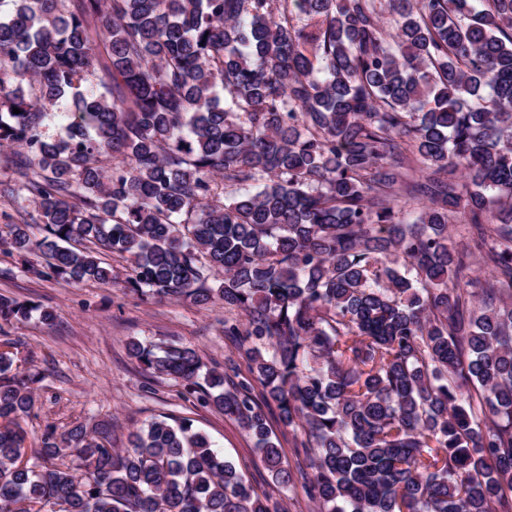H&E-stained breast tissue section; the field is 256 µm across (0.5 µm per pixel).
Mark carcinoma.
<instances>
[{"mask_svg":"<svg viewBox=\"0 0 512 512\" xmlns=\"http://www.w3.org/2000/svg\"><path fill=\"white\" fill-rule=\"evenodd\" d=\"M14 146L0 195L35 214L0 240L23 265L35 248L43 276L110 285L105 250L136 294L224 301L246 369L129 352L234 419L279 486L318 512H512V0H0ZM29 313L0 294L1 322ZM14 364L0 351V512H287L186 417L28 450L41 377ZM265 411L267 413L269 425L274 435L276 436V442L278 441L279 448L282 450L285 461L294 466L295 453L292 430L283 426V424L277 419V413L275 409L273 414L267 408H265Z\"/></svg>","mask_w":512,"mask_h":512,"instance_id":"carcinoma-1","label":"carcinoma"}]
</instances>
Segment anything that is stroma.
<instances>
[{"mask_svg":"<svg viewBox=\"0 0 512 512\" xmlns=\"http://www.w3.org/2000/svg\"><path fill=\"white\" fill-rule=\"evenodd\" d=\"M105 259L114 274L111 285H75L26 272L16 253L0 245V294L56 314L50 325L34 317L6 328L20 342V371L43 378L26 420L27 447H39L47 427L62 432L106 420L113 427V446L125 448L130 433L154 417H188L257 491L284 500L288 512H313L315 505L303 491L291 493L275 483L234 419L185 398L178 381L148 377L128 354L133 339L184 345L196 350L206 368L223 370L225 358L236 353L224 337L223 302L200 308L187 301L139 298L124 288L126 261L110 253Z\"/></svg>","mask_w":512,"mask_h":512,"instance_id":"stroma-1","label":"stroma"}]
</instances>
